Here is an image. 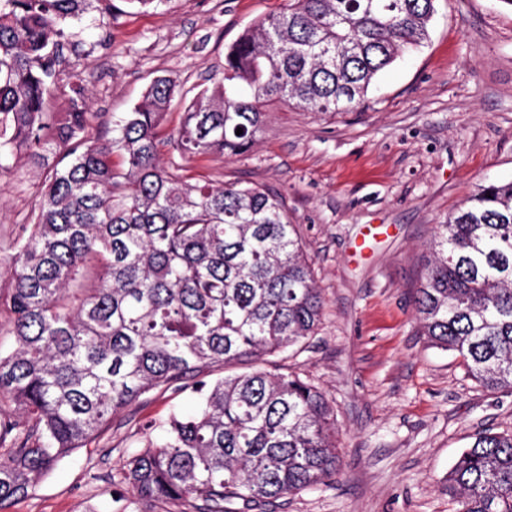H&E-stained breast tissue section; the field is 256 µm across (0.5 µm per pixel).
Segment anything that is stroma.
Returning a JSON list of instances; mask_svg holds the SVG:
<instances>
[{
    "instance_id": "35a3bbf8",
    "label": "stroma",
    "mask_w": 512,
    "mask_h": 512,
    "mask_svg": "<svg viewBox=\"0 0 512 512\" xmlns=\"http://www.w3.org/2000/svg\"><path fill=\"white\" fill-rule=\"evenodd\" d=\"M288 0H93L74 22L63 79L87 75L95 132L141 101L150 80L208 84L224 50ZM430 40L377 78L364 106L304 112L272 105L244 154L184 158L174 104L160 126L164 166L187 181L281 193L324 298L322 324L302 348L275 356L326 395L341 462L333 480L280 499L271 512H458L442 489L482 431H512V393L490 392L457 354L432 346L415 297L434 225L483 185L512 181V9L502 0H437ZM0 176V292L11 286L9 246L33 220L43 178L27 158ZM375 236H368V229ZM367 249H358L361 238ZM188 389L162 388L112 416L100 433L40 478L8 512H112V477L158 439Z\"/></svg>"
}]
</instances>
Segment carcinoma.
Listing matches in <instances>:
<instances>
[{"label": "carcinoma", "mask_w": 512, "mask_h": 512, "mask_svg": "<svg viewBox=\"0 0 512 512\" xmlns=\"http://www.w3.org/2000/svg\"><path fill=\"white\" fill-rule=\"evenodd\" d=\"M88 0H0V173L26 155L46 169L35 221L16 239L0 294L13 348L0 353V512L29 495L149 391L198 395L127 458L113 512H266L325 485L339 466L335 410L314 384L262 367L318 329L323 299L283 197L256 186L184 183L162 166L159 127L177 78L93 135L88 80L48 111L70 23ZM435 0H289L224 53L188 101L176 148L246 152L274 100L334 112L365 103L376 76L424 46ZM243 133L236 134L237 129ZM417 290L423 332L490 392L512 389V182L479 188L436 226ZM95 273V284L83 280ZM226 375L211 380L212 368ZM459 512H512V433L480 432L448 471Z\"/></svg>", "instance_id": "obj_1"}]
</instances>
